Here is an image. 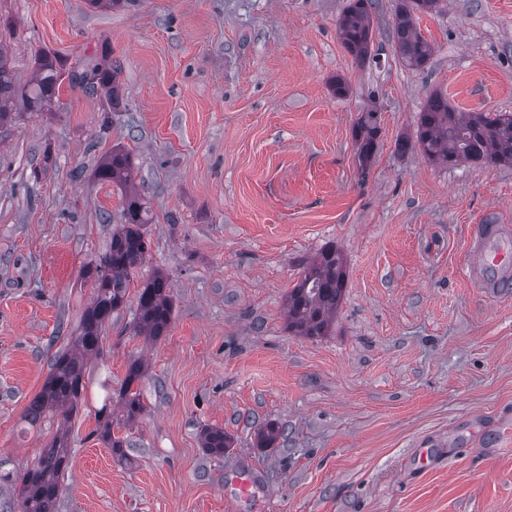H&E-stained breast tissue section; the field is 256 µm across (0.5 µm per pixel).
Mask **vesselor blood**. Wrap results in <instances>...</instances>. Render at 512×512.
Instances as JSON below:
<instances>
[{
  "mask_svg": "<svg viewBox=\"0 0 512 512\" xmlns=\"http://www.w3.org/2000/svg\"><path fill=\"white\" fill-rule=\"evenodd\" d=\"M470 278L492 296L512 290V226L477 224L469 243Z\"/></svg>",
  "mask_w": 512,
  "mask_h": 512,
  "instance_id": "obj_1",
  "label": "vessel or blood"
}]
</instances>
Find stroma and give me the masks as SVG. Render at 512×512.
Returning a JSON list of instances; mask_svg holds the SVG:
<instances>
[{"label":"stroma","mask_w":512,"mask_h":512,"mask_svg":"<svg viewBox=\"0 0 512 512\" xmlns=\"http://www.w3.org/2000/svg\"><path fill=\"white\" fill-rule=\"evenodd\" d=\"M348 4L0 0L18 81L43 50L68 71L115 64L122 89L110 106L65 83L50 111L0 128V512L58 429L24 417L120 223L123 187L94 175L115 148L134 158L150 248L87 365L58 512H512V293L486 299L467 276L471 225H512V165L396 148L436 92L512 113V0L416 13L434 47L422 68L395 51L403 0H376L364 65L339 37ZM371 109L364 173L352 129ZM329 244L347 262L334 330L292 335L285 297ZM159 272L172 321L148 341L137 302ZM135 360L146 411L113 425L121 459L95 412ZM269 423L283 436L257 447ZM207 427L231 437L226 453L202 448ZM376 115L375 110L362 112L352 131L356 156L363 172L370 168L378 152L380 126Z\"/></svg>","instance_id":"1"}]
</instances>
